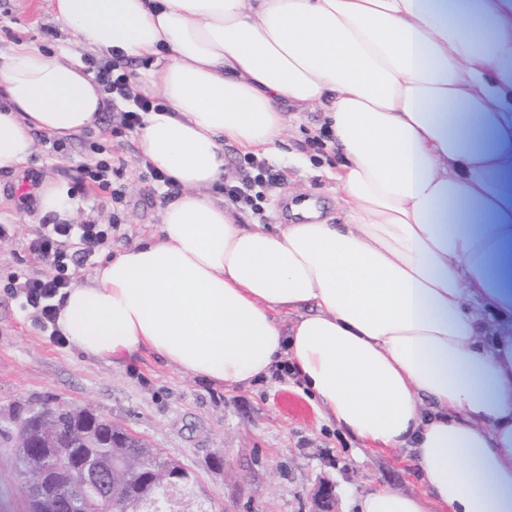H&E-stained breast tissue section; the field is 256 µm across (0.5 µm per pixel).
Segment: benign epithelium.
Here are the masks:
<instances>
[{"label":"benign epithelium","mask_w":512,"mask_h":512,"mask_svg":"<svg viewBox=\"0 0 512 512\" xmlns=\"http://www.w3.org/2000/svg\"><path fill=\"white\" fill-rule=\"evenodd\" d=\"M72 414L87 422L85 448L78 453L71 448L54 453L55 463L36 473L25 485L26 493L30 499L39 502L51 485L53 495L71 512H98V502L112 490V477L119 469L122 456L118 452L111 455L96 452V428L100 425L110 427L115 432L112 445L116 448L129 447L134 435L86 408L74 409ZM15 432L17 443L23 448L45 444L43 439L32 437L28 422L22 418L15 421ZM190 481L191 473L187 468L149 460L137 486L126 485L124 489L137 512H187L190 503L185 501L184 490ZM312 501L311 512H334L336 486L330 482L320 483L313 492Z\"/></svg>","instance_id":"7a95c632"}]
</instances>
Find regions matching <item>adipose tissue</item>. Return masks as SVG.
I'll list each match as a JSON object with an SVG mask.
<instances>
[{
  "label": "adipose tissue",
  "mask_w": 512,
  "mask_h": 512,
  "mask_svg": "<svg viewBox=\"0 0 512 512\" xmlns=\"http://www.w3.org/2000/svg\"><path fill=\"white\" fill-rule=\"evenodd\" d=\"M100 52L148 61L142 157L182 193L159 234L67 289L83 354L145 350L234 389L287 368L360 452L405 450L425 490L357 512H512V0H49ZM322 107L346 221L302 205L269 230L211 190L224 144L276 154L285 112ZM81 64L0 55V171L32 133L96 126ZM499 314L485 331L483 311Z\"/></svg>",
  "instance_id": "1"
}]
</instances>
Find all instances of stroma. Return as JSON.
I'll return each mask as SVG.
<instances>
[{"label":"stroma","mask_w":512,"mask_h":512,"mask_svg":"<svg viewBox=\"0 0 512 512\" xmlns=\"http://www.w3.org/2000/svg\"><path fill=\"white\" fill-rule=\"evenodd\" d=\"M20 42L65 50L70 62L83 64L96 55L54 19L49 0H0V53ZM115 120V108L105 107L96 128L68 137L59 152L52 149V136L34 133L37 151L21 175L0 174V225L8 231L0 238V512H27L23 487L13 476L12 420L16 410L41 407H87L147 440L190 471L194 492L209 499L210 512H309L310 493L324 480L336 485L337 512H356L358 494L381 482L420 494L421 477L405 451L361 454L351 436L297 393L294 377L217 389L173 370L153 353L112 365L55 344L41 330L34 310L8 286L13 274L50 272L29 251L47 218L34 195L19 193L21 179L66 187L76 202L73 223L119 219L110 243L92 262L73 266L74 283H83L95 267L159 228L164 188L141 164L137 134L113 137ZM325 124L318 106L288 113V148L268 158L286 179L264 204L267 223H283L278 211L283 196L315 198L324 218L345 222L332 177L338 153L331 145L317 153L308 144ZM99 147L104 158L124 163L122 203L78 187V165L93 160Z\"/></svg>","instance_id":"1"}]
</instances>
